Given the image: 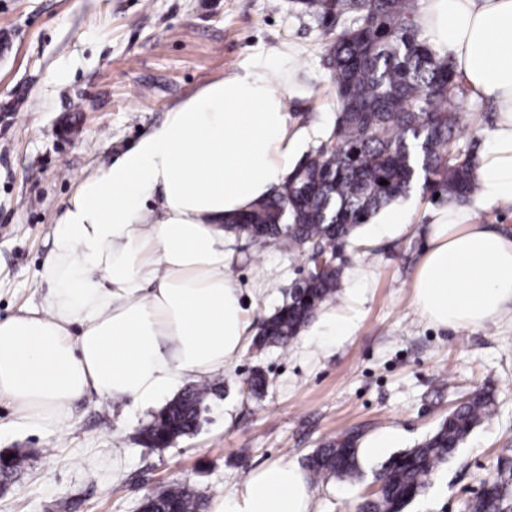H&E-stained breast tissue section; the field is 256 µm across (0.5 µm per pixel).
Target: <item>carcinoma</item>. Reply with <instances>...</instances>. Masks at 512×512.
<instances>
[{
    "label": "carcinoma",
    "instance_id": "obj_1",
    "mask_svg": "<svg viewBox=\"0 0 512 512\" xmlns=\"http://www.w3.org/2000/svg\"><path fill=\"white\" fill-rule=\"evenodd\" d=\"M299 4L325 28L346 22L329 44L327 58L339 111L327 141L293 167L274 195L225 225L246 235L259 251L278 245L306 259L305 275L281 307L261 321L254 340L258 348L287 346L337 296L345 249L357 229L407 197L417 182L436 204L470 201L481 189L476 145L460 146L463 115L453 108L468 90L452 62L421 37L418 0ZM317 254L327 258L320 271L313 261ZM210 390L204 380L189 386L143 429V440L165 448L196 431ZM493 407L488 393L475 392L424 441L392 455L377 476V497L359 503L358 512H404ZM359 439L360 434L348 432L328 442L308 458L309 469L318 479L358 480ZM140 508L203 512L206 502L195 490L176 484ZM469 512H512V459L500 462Z\"/></svg>",
    "mask_w": 512,
    "mask_h": 512
}]
</instances>
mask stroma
Segmentation results:
<instances>
[{"label":"stroma","mask_w":512,"mask_h":512,"mask_svg":"<svg viewBox=\"0 0 512 512\" xmlns=\"http://www.w3.org/2000/svg\"><path fill=\"white\" fill-rule=\"evenodd\" d=\"M329 37L296 0H0V321L38 303L56 218L90 172L119 157L164 122L168 111L205 84L238 71L259 54L287 56L292 126L313 130L304 157L327 138L336 94L326 67ZM461 144L481 131L491 147V107L468 97ZM405 226L384 229L383 215L359 228L345 277L323 314L347 320L338 333L314 316L288 347H247L212 376L199 430L169 447L143 444L154 409L88 394L56 431L17 428V407L0 399V452L30 459L19 481L0 494V512H138L141 500L173 484L206 498L223 494L276 461L306 467L308 457L345 431L400 434L395 451L416 446L474 391L492 390L496 407L454 458L441 464L406 512H467L512 457V310L476 328L423 320L411 285L438 212L421 187L394 204ZM232 276L249 285L263 267L285 277L250 315L278 309L303 263L271 246L255 253L237 236ZM268 384L245 393L254 369ZM381 459L361 464L355 483L313 480L317 512H356L377 488Z\"/></svg>","instance_id":"obj_1"}]
</instances>
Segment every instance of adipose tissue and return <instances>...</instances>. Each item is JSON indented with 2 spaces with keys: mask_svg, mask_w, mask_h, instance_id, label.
I'll return each instance as SVG.
<instances>
[{
  "mask_svg": "<svg viewBox=\"0 0 512 512\" xmlns=\"http://www.w3.org/2000/svg\"><path fill=\"white\" fill-rule=\"evenodd\" d=\"M422 2L423 37L498 114L478 177L487 202L512 205V0ZM290 77L286 58H254L80 181L43 265L48 294L0 322V397L17 427L62 428L90 391L147 409L244 352L252 323L223 223L271 195L308 135L289 123ZM472 217L436 213L413 279L420 315L438 326H479L512 305V237ZM211 512H314V490L278 461Z\"/></svg>",
  "mask_w": 512,
  "mask_h": 512,
  "instance_id": "adipose-tissue-1",
  "label": "adipose tissue"
}]
</instances>
